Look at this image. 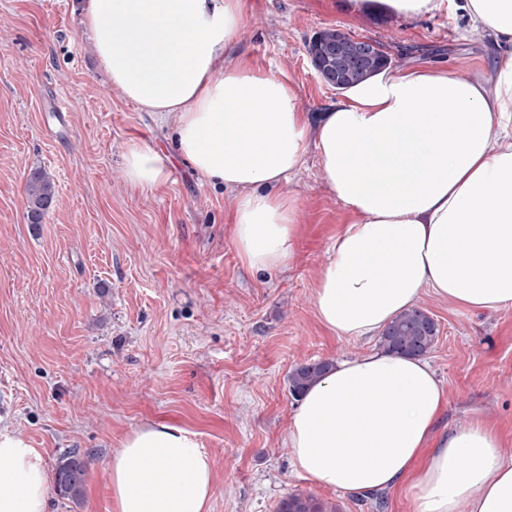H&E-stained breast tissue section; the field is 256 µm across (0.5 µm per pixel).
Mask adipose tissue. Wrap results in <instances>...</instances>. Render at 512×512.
I'll return each instance as SVG.
<instances>
[{"label": "adipose tissue", "instance_id": "adipose-tissue-1", "mask_svg": "<svg viewBox=\"0 0 512 512\" xmlns=\"http://www.w3.org/2000/svg\"><path fill=\"white\" fill-rule=\"evenodd\" d=\"M500 57L487 79L385 67L317 118L284 78L234 54L242 0H82L110 85L175 118L178 155L234 191L233 236L252 268L287 266L298 204L283 191L308 147L351 219L313 305L321 324L373 337L424 295L474 311L512 307V0H456ZM128 181L153 187L167 159L138 143ZM446 403L429 363L373 350L337 361L292 413L294 469L350 494L408 486L414 512H512V460L474 420L437 435ZM113 512H209L210 456L181 427L147 423L109 462ZM37 449L0 431V512H47Z\"/></svg>", "mask_w": 512, "mask_h": 512}]
</instances>
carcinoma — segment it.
Masks as SVG:
<instances>
[{
  "label": "carcinoma",
  "mask_w": 512,
  "mask_h": 512,
  "mask_svg": "<svg viewBox=\"0 0 512 512\" xmlns=\"http://www.w3.org/2000/svg\"><path fill=\"white\" fill-rule=\"evenodd\" d=\"M29 201L28 220L40 224L54 202L55 188L41 172L27 179ZM438 325L420 308H411L397 315L382 331L379 346L388 353L406 356H425L438 338ZM332 362L317 360L296 365L288 375L289 392L300 398L320 378L328 373ZM87 462L76 452L61 456L55 465V485L60 495L73 501L83 497ZM277 512H336V508L314 499L295 495L278 505Z\"/></svg>",
  "instance_id": "1"
}]
</instances>
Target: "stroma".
<instances>
[{
    "mask_svg": "<svg viewBox=\"0 0 512 512\" xmlns=\"http://www.w3.org/2000/svg\"><path fill=\"white\" fill-rule=\"evenodd\" d=\"M79 0H0V428L42 455L46 470L78 451L84 496L50 492L47 512H112L108 462L149 422L195 434L213 460L210 512H276L311 495L336 512H413L402 487L371 497L318 488L293 468L288 391L297 364L368 350L337 337L313 307L318 279L350 219L308 148L284 191L300 230L286 268L255 270L232 235V195L176 159L174 126L113 89L98 70ZM238 53L285 78L304 111L337 97L308 45L333 28L381 42L392 64L461 78L495 64L460 13L383 18L347 0H244ZM73 103L64 119L53 107ZM164 151L167 179L130 183V142ZM45 172L56 201L29 224L26 182ZM439 336L428 359L446 408L437 428L480 418L512 459V308L470 312L420 301Z\"/></svg>",
    "mask_w": 512,
    "mask_h": 512,
    "instance_id": "obj_1",
    "label": "stroma"
}]
</instances>
